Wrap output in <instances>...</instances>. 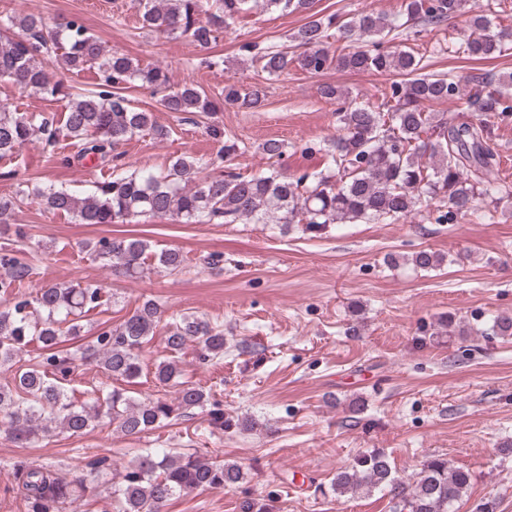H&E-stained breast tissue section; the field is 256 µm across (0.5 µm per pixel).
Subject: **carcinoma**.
<instances>
[{
	"mask_svg": "<svg viewBox=\"0 0 512 512\" xmlns=\"http://www.w3.org/2000/svg\"><path fill=\"white\" fill-rule=\"evenodd\" d=\"M251 0H137L142 26L167 35L186 37L201 48L217 41L225 28L249 10ZM268 9L305 12L306 22L280 47L246 45L251 61L263 73L278 76L292 69L312 75L336 68L398 77L390 92L361 101L326 83L322 98L337 105L336 138L323 146L304 147L321 153L324 167L311 173L286 175L278 169L285 144L269 139L263 153L269 167L245 175L227 166L196 179L197 162L183 155L170 159L166 170L112 171L94 189L80 194L68 189L35 187L34 196L46 209L66 213L80 224L129 223L137 218H175L190 223L302 225L320 234L331 224L396 222L420 215L436 223H452L479 213V203L497 207L512 202V183L496 182L499 164L495 126L512 121V75L464 78L425 72L427 63L402 44L383 46L400 30L422 22L439 26L452 17L470 14L468 27L457 30V51L482 60L509 50L512 32L494 30L488 18L468 6V0H402L392 14L355 9L346 17L311 12L312 0H264ZM352 47H336L329 31ZM97 66L100 82L74 95L50 70L77 73ZM22 92L69 99L64 124L36 120L0 104V158L18 154L36 140L48 146L70 141L78 159L91 157L102 167L114 160L121 142L148 131L165 139L168 131L153 113L131 105L120 84L138 81L163 91L160 105L168 112L195 114L209 120L208 131L223 141L221 157L232 161L245 149L212 121L218 104L244 112H259L265 93L258 86H224L216 99L192 84L173 87L167 71L143 67L124 54L110 52L77 18L50 27L35 14L0 18V82ZM465 99L469 120L457 113L433 112L430 105ZM436 211H431V205ZM18 199L0 195V224L13 221ZM90 251L112 271L139 275L148 263L169 271L183 269L176 249L157 253L140 238H101ZM443 257L421 250L412 263L420 269L441 266ZM0 293L12 297L0 308V430L22 447L65 431L79 437L106 421L127 437H138L188 411L208 409L209 425L224 429V408L209 402L205 389L179 381L183 368L177 353L193 342L199 359L224 356V330L190 314L167 323L165 348L170 357L155 366L154 379L177 387L175 396L135 401L125 389L101 382L77 404L65 386L75 361L61 351L62 343L80 338L82 318L104 304L103 288L94 282H58L21 291L39 275V266L7 248L0 252ZM162 305L148 299L115 326L99 329L91 343L80 347V358L98 362L107 379L133 383L144 370L145 345L162 321ZM40 353L30 357V345ZM25 512H68L79 500L107 485V499L117 512H162L176 495L197 489L225 490L243 479L241 468L198 452L146 448L117 473L112 460L95 456L86 474L68 478L50 466L15 467ZM472 473L452 468L448 459L429 456L414 474L400 478L381 451L357 455L331 483L338 495L382 492L399 512H455V503L469 487Z\"/></svg>",
	"mask_w": 512,
	"mask_h": 512,
	"instance_id": "carcinoma-1",
	"label": "carcinoma"
}]
</instances>
